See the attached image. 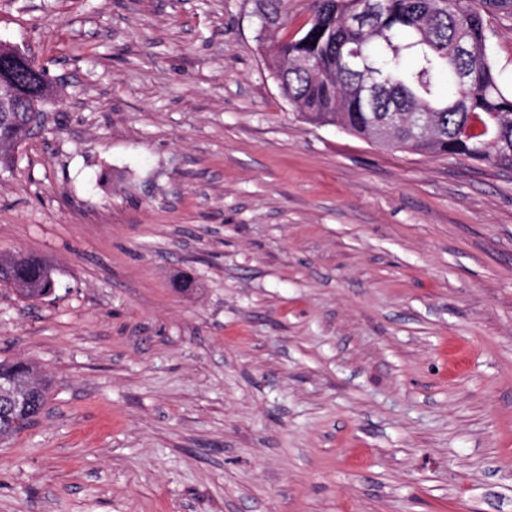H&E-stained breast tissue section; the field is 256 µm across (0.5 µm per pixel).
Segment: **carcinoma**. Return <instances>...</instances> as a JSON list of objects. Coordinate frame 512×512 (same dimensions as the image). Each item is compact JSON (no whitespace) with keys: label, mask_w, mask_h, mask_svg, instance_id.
<instances>
[{"label":"carcinoma","mask_w":512,"mask_h":512,"mask_svg":"<svg viewBox=\"0 0 512 512\" xmlns=\"http://www.w3.org/2000/svg\"><path fill=\"white\" fill-rule=\"evenodd\" d=\"M260 36L286 25L282 0H258ZM363 0H312L307 21L272 40L267 66L301 117L338 125L382 148L414 154L462 156L512 169V91L491 60L488 24L476 0H376L352 26ZM316 45H311V42ZM18 93L50 97L46 71H13ZM41 111L0 112V168L42 125ZM389 124L390 138L374 134ZM0 283L27 301L55 292L56 272L21 254L0 255ZM0 379L30 393L21 413L29 425L41 415L47 383L27 361L0 360Z\"/></svg>","instance_id":"carcinoma-1"}]
</instances>
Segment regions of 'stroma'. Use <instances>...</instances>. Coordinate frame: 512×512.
<instances>
[{
    "mask_svg": "<svg viewBox=\"0 0 512 512\" xmlns=\"http://www.w3.org/2000/svg\"><path fill=\"white\" fill-rule=\"evenodd\" d=\"M490 54L512 84V0ZM58 93L0 170V512H512V170L303 121L256 0H0ZM0 283L13 286L22 298L32 302L52 295L58 285L51 265L18 253H1ZM0 379H8L20 390L30 393L29 402L21 413L25 418V423L21 426L14 425L13 416L7 415L3 407H0V440L2 441L10 438L22 427L34 423L41 415L46 400L47 383L40 377L36 366L27 361L0 360Z\"/></svg>",
    "mask_w": 512,
    "mask_h": 512,
    "instance_id": "1",
    "label": "stroma"
}]
</instances>
